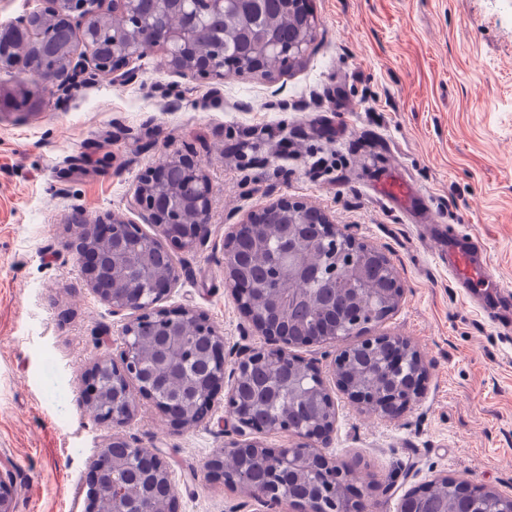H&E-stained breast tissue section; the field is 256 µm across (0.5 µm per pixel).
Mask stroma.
Listing matches in <instances>:
<instances>
[{"instance_id":"1","label":"stroma","mask_w":512,"mask_h":512,"mask_svg":"<svg viewBox=\"0 0 512 512\" xmlns=\"http://www.w3.org/2000/svg\"><path fill=\"white\" fill-rule=\"evenodd\" d=\"M318 22L286 73L203 79L154 51L128 77L90 76L39 111L0 112V468L17 512H85L90 463L109 435L84 407L81 375L119 341L122 316L90 289L68 248L73 210H129L142 174L169 154L203 163L213 187L206 247L174 249L164 304L202 310L227 346H258L224 284L222 243L282 197L300 199L386 251L404 292L371 327L410 340L428 367L392 420L353 404L330 369L337 348H297L336 401L325 453L363 472L367 512H398L440 476L512 494V312L492 323L453 288L448 236H476L512 289V0H310ZM399 170L415 214L379 200ZM223 410L176 430L150 405L125 427L170 461L180 512H238L243 491L209 477Z\"/></svg>"}]
</instances>
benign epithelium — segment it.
Segmentation results:
<instances>
[{"label":"benign epithelium","mask_w":512,"mask_h":512,"mask_svg":"<svg viewBox=\"0 0 512 512\" xmlns=\"http://www.w3.org/2000/svg\"><path fill=\"white\" fill-rule=\"evenodd\" d=\"M195 0H153L156 11L169 16L170 21L155 37L146 40L136 27L126 25L128 16L136 10L138 0H49L47 15L56 18L79 37L75 42L60 48L58 63L49 73H44L38 62L28 59L17 63L9 54L10 42L34 38L30 17H23L8 25H0V69L20 68L33 77L36 87L52 83L61 95L67 94L80 83L84 76L92 73L108 77L117 73L124 64L160 49L163 65L179 72H189L204 78H224V64L190 54L195 38L196 15L192 8ZM211 14L220 18L240 11H256L260 0H208ZM113 21L112 41L101 43L96 28L102 21ZM316 31L312 12H307L305 27L297 29L293 43L288 47L289 62L293 63L306 54ZM21 102L34 110L41 107L31 92L19 95L7 94L0 88V112L15 110V102ZM172 167L184 170L193 191L172 185L167 171ZM213 191L205 166L186 154H172L161 164L147 171L140 180L130 209L141 220L127 222L119 229L120 219L91 218L75 211L71 222L81 227L80 235L73 245L78 260L82 263L87 282L102 301L112 307V313L124 316L120 331V345L116 355L99 358L85 376L86 407L90 416L99 424L112 428V437L103 445L97 458L91 463V475L87 490V512H129L126 490L123 483L112 480L108 485L109 495L103 493V476L117 470L111 448L122 446L133 456L146 460L152 479L165 485L169 491V512H179L173 474L167 459L158 450L148 454L134 438L118 431L138 412L139 403L146 401L168 418L178 429L196 426L208 420L215 408L218 396L226 392L224 447L218 449L207 461V472L220 477L224 483L238 486L248 496L270 505H297L302 512H364L363 500L353 498L354 471L338 469L327 456L315 447L314 441L327 444L336 424V403L323 378L322 370L315 363L306 361L292 352L295 347L314 343L336 344L348 340L336 331L294 336L288 325L275 323L270 315L280 312L285 299L268 295L244 274L242 262L237 254L240 232L247 228L255 241L264 235L261 214H252L246 219L228 225L222 249L225 286L231 291L238 306L251 326L265 337L260 347L226 348L224 337L210 324L205 315L189 308H165L159 306L163 298L177 284L180 273L177 267L167 277L150 280V287L140 288L138 283L122 273L124 260L146 261L151 252L159 247L165 251L176 247L193 250L207 239L206 228L212 211ZM265 209H282L288 212L289 223L280 225L279 235L288 242V250L276 260L278 276L285 280L288 294L300 293L303 285L319 279V271L303 261L305 250L313 244L306 233L308 225L325 230L333 246L347 256L346 268L354 288L350 301L349 320L356 326L367 327L371 322L363 321V312L372 305L378 306L383 315L397 309L403 295L401 282L391 261L383 264L386 287L365 288L363 283L371 274V265L384 255L380 249L363 245L357 251L358 238L348 228H340L321 211L302 201L281 198L265 206ZM149 224L155 233L148 234L141 225ZM119 238V246L112 248L108 261L104 262L91 252L99 241ZM182 322L184 331L210 337L203 360L207 371L201 375V391L193 401L197 407L195 417L188 415L185 407L186 393L177 392L165 400L155 394V383L174 358L173 348L181 336L176 330L168 331V339L161 357L151 367L145 366L140 352L138 329L151 323L160 326L168 321ZM361 344L386 347L391 366L386 376H375L367 386L357 384L344 370L349 358L347 345L338 350L332 370L340 390L361 406L369 407L386 419L399 416L414 400L426 372L420 356L411 349L410 343L398 336L379 334L366 337ZM411 358L414 371L400 375L403 362ZM269 363L288 373L270 387L271 397L278 400L281 387L286 385L299 400L314 403L319 411L305 423L290 418L288 406L268 420L254 417L253 407L243 395L248 383L250 369ZM285 432L295 438L293 445L279 450L266 448L255 439L257 434ZM278 462L277 482L280 486L308 484L312 476L315 497L311 504L285 497L272 496L270 489L258 490L247 479L249 467L262 465L267 460ZM14 477L8 470L0 468V512H15Z\"/></svg>","instance_id":"1"}]
</instances>
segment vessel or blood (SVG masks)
I'll list each match as a JSON object with an SVG mask.
<instances>
[{"mask_svg":"<svg viewBox=\"0 0 512 512\" xmlns=\"http://www.w3.org/2000/svg\"><path fill=\"white\" fill-rule=\"evenodd\" d=\"M376 194L381 200L403 211L414 208L419 200V194L412 184L395 172L386 175L377 185ZM444 261L455 287L465 295H472L494 279L483 249L468 234L449 238Z\"/></svg>","mask_w":512,"mask_h":512,"instance_id":"vessel-or-blood-1","label":"vessel or blood"}]
</instances>
